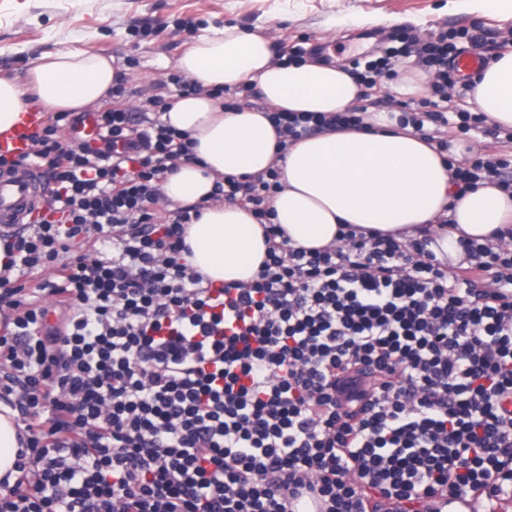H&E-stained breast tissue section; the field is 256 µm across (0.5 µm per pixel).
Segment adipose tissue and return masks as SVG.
<instances>
[{"instance_id": "adipose-tissue-1", "label": "adipose tissue", "mask_w": 512, "mask_h": 512, "mask_svg": "<svg viewBox=\"0 0 512 512\" xmlns=\"http://www.w3.org/2000/svg\"><path fill=\"white\" fill-rule=\"evenodd\" d=\"M176 66L198 90L176 96L162 121L194 140L193 156L169 175L163 192L170 203L202 205L186 228V260L213 285L251 280L266 257L264 227L241 205L214 202L224 176L256 175L280 165L281 184L271 202L273 222L290 246L337 245L341 225L397 233L429 228L433 251L456 266L465 260L462 240L512 241V192L484 179L455 192L439 152L413 129H399L386 115L367 116L363 126L306 136L277 158L273 110L336 113L361 104L363 88L346 70L313 60L278 61L261 34L234 27L212 30ZM114 58L80 48L44 52L26 81L0 77V135L9 133L31 96L50 112H78L104 100L116 79ZM256 84L264 109L224 110L212 89ZM467 100L497 125L512 129V50L493 56L474 78ZM448 225H441V218Z\"/></svg>"}]
</instances>
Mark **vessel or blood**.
Listing matches in <instances>:
<instances>
[{
	"instance_id": "1",
	"label": "vessel or blood",
	"mask_w": 512,
	"mask_h": 512,
	"mask_svg": "<svg viewBox=\"0 0 512 512\" xmlns=\"http://www.w3.org/2000/svg\"><path fill=\"white\" fill-rule=\"evenodd\" d=\"M43 120L41 113H28L13 132L0 136V154L15 157L28 154V134ZM49 197L50 188L45 185L36 168L0 173V224L23 223ZM291 509L292 512H324L325 502L317 491L306 488L292 499Z\"/></svg>"
}]
</instances>
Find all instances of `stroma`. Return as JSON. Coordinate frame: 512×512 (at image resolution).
<instances>
[{
    "label": "stroma",
    "mask_w": 512,
    "mask_h": 512,
    "mask_svg": "<svg viewBox=\"0 0 512 512\" xmlns=\"http://www.w3.org/2000/svg\"><path fill=\"white\" fill-rule=\"evenodd\" d=\"M182 19L262 34L277 54L295 44L318 45L347 70L356 54L381 56L384 31L478 27L491 57L498 35L512 29L502 8L481 0H29L22 11L16 0H0V76L25 77L41 53L79 47L116 60L127 101L137 108L150 96L174 95L167 79L198 37L177 28Z\"/></svg>",
    "instance_id": "obj_1"
}]
</instances>
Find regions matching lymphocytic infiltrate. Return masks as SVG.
<instances>
[{"mask_svg":"<svg viewBox=\"0 0 512 512\" xmlns=\"http://www.w3.org/2000/svg\"><path fill=\"white\" fill-rule=\"evenodd\" d=\"M398 38L430 80L397 122L447 152L454 62L486 39ZM125 92L113 84L97 112L102 148L79 145L77 118L57 112L28 155H0V170L31 161L52 185L11 236L14 268L55 271L35 289L0 276V402L21 446L0 512H290L308 481L326 512L511 501L512 249L466 242L474 280L437 260L427 235L350 227L336 247H290L270 222L272 167L212 194L266 223L265 261L251 282L204 284L183 258L199 206H158L193 142L161 121L163 96L135 112ZM367 112L269 118L282 152ZM487 177L511 190L512 163L486 153L453 170L462 192ZM93 235L101 253H73ZM52 308L61 325L47 323Z\"/></svg>","mask_w":512,"mask_h":512,"instance_id":"lymphocytic-infiltrate-1","label":"lymphocytic infiltrate"}]
</instances>
